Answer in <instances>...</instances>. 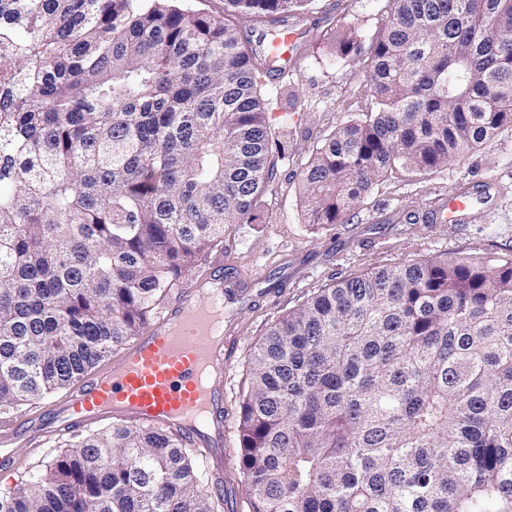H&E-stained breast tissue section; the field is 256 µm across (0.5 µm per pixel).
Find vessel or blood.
Here are the masks:
<instances>
[{
  "mask_svg": "<svg viewBox=\"0 0 512 512\" xmlns=\"http://www.w3.org/2000/svg\"><path fill=\"white\" fill-rule=\"evenodd\" d=\"M301 45L293 27L272 48L287 64H296ZM466 191L440 197L437 210L452 220L464 212ZM224 277L213 274L179 290L175 300L111 364L78 387L56 410L58 433H74L113 417L149 428L181 430L200 449L215 476L211 488L224 490V379L229 371L224 342ZM39 420L0 419V476L16 461L10 450L17 440L40 444L51 430Z\"/></svg>",
  "mask_w": 512,
  "mask_h": 512,
  "instance_id": "b4317fda",
  "label": "vessel or blood"
}]
</instances>
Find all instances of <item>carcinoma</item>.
I'll use <instances>...</instances> for the list:
<instances>
[{
  "label": "carcinoma",
  "instance_id": "carcinoma-1",
  "mask_svg": "<svg viewBox=\"0 0 512 512\" xmlns=\"http://www.w3.org/2000/svg\"><path fill=\"white\" fill-rule=\"evenodd\" d=\"M315 0H0V415L139 336L267 195L277 160L238 19ZM329 60L366 110L300 171L340 224L512 128V0H390ZM246 512H512V255L441 254L321 288L270 323L240 394ZM177 432L73 437L0 512H223Z\"/></svg>",
  "mask_w": 512,
  "mask_h": 512
}]
</instances>
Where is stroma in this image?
Returning <instances> with one entry per match:
<instances>
[{
  "mask_svg": "<svg viewBox=\"0 0 512 512\" xmlns=\"http://www.w3.org/2000/svg\"><path fill=\"white\" fill-rule=\"evenodd\" d=\"M388 11L389 0H315L313 10L291 18L304 33L303 57L292 83L268 76L262 81L271 136L284 147L286 159L278 163L272 192L254 221L233 225L202 268L206 274L223 270L224 285L233 295L224 314V339L234 354L224 391V512L246 510L239 392L250 351L269 323L316 289L377 267L443 253L485 256L512 250V128L471 149L465 162L425 178L399 169L380 175L344 223L307 224L299 173L309 151L367 103L362 67L329 61L325 44L347 27L368 38L376 35ZM487 177L497 178L502 192H482ZM460 184L472 189L464 221L449 224L438 216L424 223L436 193ZM70 440L63 434L37 448L17 443L12 453L19 469L13 477L0 478V495L12 492Z\"/></svg>",
  "mask_w": 512,
  "mask_h": 512,
  "instance_id": "stroma-1",
  "label": "stroma"
}]
</instances>
